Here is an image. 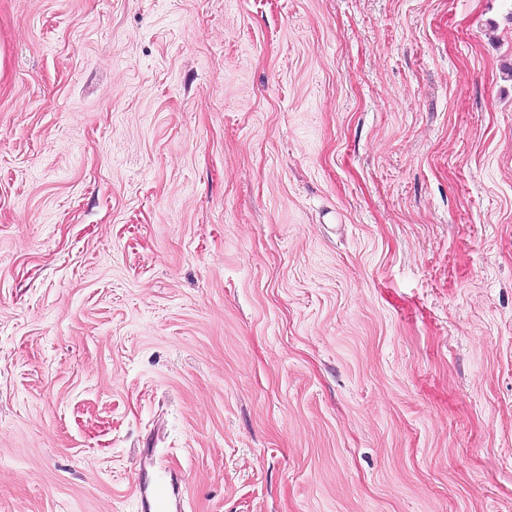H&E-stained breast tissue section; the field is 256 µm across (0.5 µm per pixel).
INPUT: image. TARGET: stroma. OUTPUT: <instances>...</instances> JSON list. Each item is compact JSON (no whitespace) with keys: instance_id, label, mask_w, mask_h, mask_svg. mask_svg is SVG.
<instances>
[{"instance_id":"1","label":"stroma","mask_w":512,"mask_h":512,"mask_svg":"<svg viewBox=\"0 0 512 512\" xmlns=\"http://www.w3.org/2000/svg\"><path fill=\"white\" fill-rule=\"evenodd\" d=\"M0 512H512V0H0ZM148 467H154L151 454H146L140 459V469L135 478V490L139 493L141 512H168L172 498L175 500L176 509H180L184 480L172 473L168 475L166 471L157 470L150 481L147 479Z\"/></svg>"}]
</instances>
